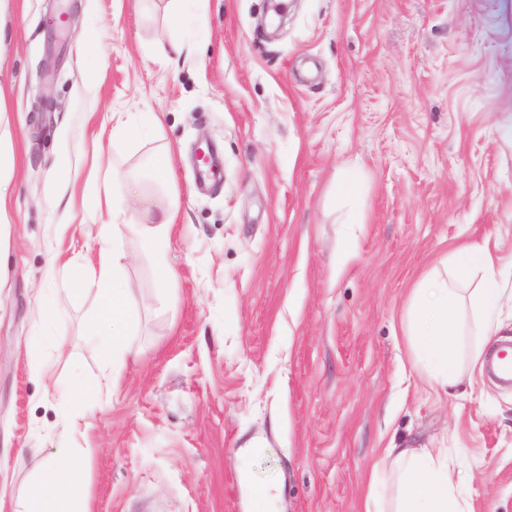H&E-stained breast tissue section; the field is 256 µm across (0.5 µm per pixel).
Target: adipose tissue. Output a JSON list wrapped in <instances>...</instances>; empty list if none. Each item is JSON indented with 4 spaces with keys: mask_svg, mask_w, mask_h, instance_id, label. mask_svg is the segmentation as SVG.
I'll return each mask as SVG.
<instances>
[{
    "mask_svg": "<svg viewBox=\"0 0 512 512\" xmlns=\"http://www.w3.org/2000/svg\"><path fill=\"white\" fill-rule=\"evenodd\" d=\"M132 181L116 180L99 198L112 225L111 242L102 244L63 282L74 293L95 294L100 333L111 336L112 350L127 353L139 318L135 290L123 277L126 254L121 245L119 212ZM442 270L411 289L403 315L404 334L414 367L433 386L456 384L457 355L468 344L470 365L481 362L486 341L502 328L506 297L499 286L496 259L484 247L461 245L442 261ZM92 451L62 447L45 459L14 503L12 512H90L81 475ZM384 456L393 464L392 495L367 491L365 512H471L456 494L455 458L445 448H401L389 444Z\"/></svg>",
    "mask_w": 512,
    "mask_h": 512,
    "instance_id": "obj_1",
    "label": "adipose tissue"
}]
</instances>
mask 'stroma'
Here are the masks:
<instances>
[{
  "mask_svg": "<svg viewBox=\"0 0 512 512\" xmlns=\"http://www.w3.org/2000/svg\"><path fill=\"white\" fill-rule=\"evenodd\" d=\"M169 0H0V100L16 187L0 223V485L54 449L92 451L93 512H364L390 441L449 447L473 512H512V386L463 366L439 396L413 369L408 292L453 246L486 245L512 289V0H207L202 34ZM100 42L103 55L91 54ZM177 41L194 43L176 55ZM139 138L114 143L112 115ZM205 148L222 177L196 185ZM169 154L170 183L146 179ZM140 183L133 223L172 203L169 275L126 234L134 354L89 340L64 266L98 248V195ZM358 194L346 199L341 183ZM97 385L104 406L47 394ZM87 417L68 436L67 418ZM34 374L46 382V388L53 390L55 393H59L63 398H80L90 403L92 407L99 406L97 395L87 389L82 388L77 384L69 385L64 389H59L54 383H50L49 366L42 364L34 367Z\"/></svg>",
  "mask_w": 512,
  "mask_h": 512,
  "instance_id": "stroma-1",
  "label": "stroma"
}]
</instances>
